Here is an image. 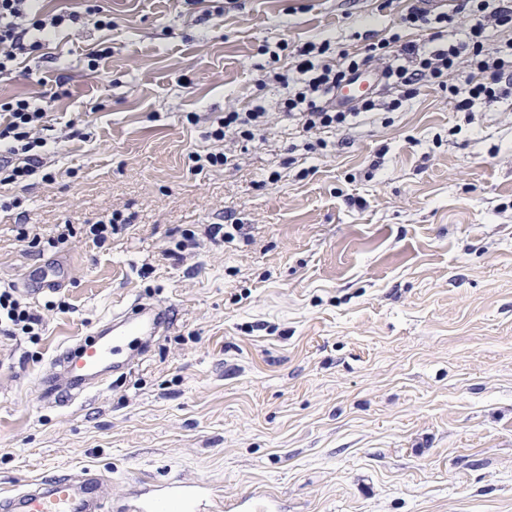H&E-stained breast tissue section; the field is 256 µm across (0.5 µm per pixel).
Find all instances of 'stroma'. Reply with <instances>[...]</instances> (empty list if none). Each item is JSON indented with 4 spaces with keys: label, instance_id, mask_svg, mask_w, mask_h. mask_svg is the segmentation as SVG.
Returning <instances> with one entry per match:
<instances>
[{
    "label": "stroma",
    "instance_id": "stroma-1",
    "mask_svg": "<svg viewBox=\"0 0 512 512\" xmlns=\"http://www.w3.org/2000/svg\"><path fill=\"white\" fill-rule=\"evenodd\" d=\"M413 0H99L111 30L62 26L56 57L0 79V102L54 89L53 181L0 188V283L56 255L69 283L31 298L39 340L0 335V490L89 468L262 487L291 512H512V95L456 111L427 88L326 149L281 113L273 51L326 60L389 36ZM105 50L98 74L87 55ZM265 112L260 139L207 138ZM223 149L228 166L194 170ZM128 224L98 245L86 225ZM76 234L45 251L18 237ZM211 224H237L234 241ZM195 248L170 256L183 231ZM175 326L86 400H41L60 347L139 296Z\"/></svg>",
    "mask_w": 512,
    "mask_h": 512
}]
</instances>
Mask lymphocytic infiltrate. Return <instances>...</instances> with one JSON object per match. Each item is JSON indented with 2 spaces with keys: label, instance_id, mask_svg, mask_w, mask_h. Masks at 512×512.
Instances as JSON below:
<instances>
[{
  "label": "lymphocytic infiltrate",
  "instance_id": "1",
  "mask_svg": "<svg viewBox=\"0 0 512 512\" xmlns=\"http://www.w3.org/2000/svg\"><path fill=\"white\" fill-rule=\"evenodd\" d=\"M75 19V14L64 11L46 13L40 0H0V76L11 74L20 61L42 52L52 31ZM491 26L508 33L504 46L486 47L485 31ZM441 37V32H431L429 39L437 47L425 53L414 41L395 33L368 44L362 54H342L334 64L317 60L312 49H305L295 63L305 77L304 85L289 92L284 113L306 133L348 129L354 118L375 110L377 104L369 98L352 108H341L336 104V90L370 62L383 68L385 90L391 95L385 107L391 111L419 96L423 87H448V74L463 63L471 73L464 87L451 89L456 111L467 112L476 101L491 102L512 93V0H496L489 13L478 16L468 41L444 45ZM46 116V106L30 97L0 105L1 186L23 185L42 168L47 140L40 127ZM42 326V315L23 301L16 288L0 287L1 336L35 337Z\"/></svg>",
  "mask_w": 512,
  "mask_h": 512
}]
</instances>
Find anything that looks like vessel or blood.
<instances>
[{"instance_id": "obj_1", "label": "vessel or blood", "mask_w": 512, "mask_h": 512, "mask_svg": "<svg viewBox=\"0 0 512 512\" xmlns=\"http://www.w3.org/2000/svg\"><path fill=\"white\" fill-rule=\"evenodd\" d=\"M69 263L55 258L24 273L25 291L38 296L65 287ZM171 310L159 298H136L85 335L76 337L43 371L39 385L45 404H64L102 390L112 377L130 374L152 343L173 328ZM277 494L255 488L216 504L204 482L172 478L123 499L109 498L102 475L86 470L62 479H43L0 493V512H284Z\"/></svg>"}]
</instances>
